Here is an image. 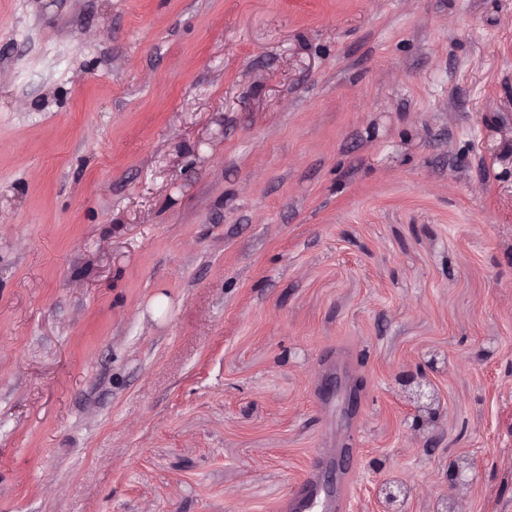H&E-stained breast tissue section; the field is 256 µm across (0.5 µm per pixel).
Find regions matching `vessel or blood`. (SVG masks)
<instances>
[{
  "label": "vessel or blood",
  "instance_id": "b4317fda",
  "mask_svg": "<svg viewBox=\"0 0 512 512\" xmlns=\"http://www.w3.org/2000/svg\"><path fill=\"white\" fill-rule=\"evenodd\" d=\"M329 460L316 456L307 474L293 493V512H346L350 498L353 469L337 472L334 480H326L325 470Z\"/></svg>",
  "mask_w": 512,
  "mask_h": 512
}]
</instances>
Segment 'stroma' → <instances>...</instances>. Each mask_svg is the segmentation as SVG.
Here are the masks:
<instances>
[{"instance_id": "35a3bbf8", "label": "stroma", "mask_w": 512, "mask_h": 512, "mask_svg": "<svg viewBox=\"0 0 512 512\" xmlns=\"http://www.w3.org/2000/svg\"><path fill=\"white\" fill-rule=\"evenodd\" d=\"M348 437L347 512H512V0H0V512H287ZM405 386L413 388L416 398L415 420L417 425L421 423L418 416L420 410H431L436 406V393L427 382V373L424 367H418L415 374H408L403 378Z\"/></svg>"}]
</instances>
